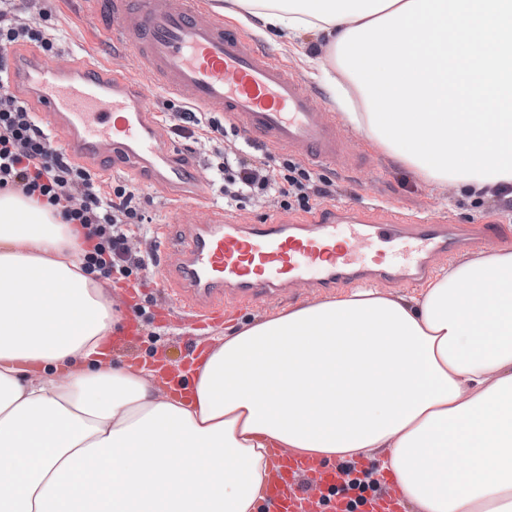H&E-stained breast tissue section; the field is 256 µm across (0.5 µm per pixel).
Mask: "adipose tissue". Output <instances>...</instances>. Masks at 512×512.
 <instances>
[{"label":"adipose tissue","instance_id":"obj_1","mask_svg":"<svg viewBox=\"0 0 512 512\" xmlns=\"http://www.w3.org/2000/svg\"><path fill=\"white\" fill-rule=\"evenodd\" d=\"M356 96L399 164L478 196L512 189V0H230ZM80 227L0 193V512H257L272 449L383 451L413 512H512V250L216 336L161 389L110 365L118 317ZM456 457L460 466H449Z\"/></svg>","mask_w":512,"mask_h":512}]
</instances>
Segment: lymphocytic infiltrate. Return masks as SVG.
<instances>
[{
	"instance_id": "f902f5d3",
	"label": "lymphocytic infiltrate",
	"mask_w": 512,
	"mask_h": 512,
	"mask_svg": "<svg viewBox=\"0 0 512 512\" xmlns=\"http://www.w3.org/2000/svg\"><path fill=\"white\" fill-rule=\"evenodd\" d=\"M12 0H0V190L11 189L26 196L39 195L60 208L65 219L80 225L91 244L84 257L85 269L104 277L119 274L130 278L144 269L150 256L132 251L129 227L145 221L138 188L118 184L103 191L84 166L73 162L57 148L34 113L11 88L5 59L18 43L35 42L43 50L53 48V35L37 25L15 18ZM171 131L192 124L189 139L198 131L223 141L219 162L205 171L211 185L224 196L225 206L246 200L261 202L274 197L282 210H305L310 196L308 170L284 159L280 171L258 160L252 145L237 129H226L212 112H196L186 105H171L165 120Z\"/></svg>"
}]
</instances>
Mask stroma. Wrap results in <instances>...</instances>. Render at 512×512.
I'll return each instance as SVG.
<instances>
[{"instance_id": "stroma-1", "label": "stroma", "mask_w": 512, "mask_h": 512, "mask_svg": "<svg viewBox=\"0 0 512 512\" xmlns=\"http://www.w3.org/2000/svg\"><path fill=\"white\" fill-rule=\"evenodd\" d=\"M19 14L52 28L55 34L53 51L44 53L47 66L58 64L59 50L71 49L76 58L89 55L112 65L113 68L136 76L134 55L115 42L107 40L101 27L96 0H20ZM243 34L256 40L258 47L302 77L311 71L304 61L307 54L322 51L321 40L312 33L288 40L267 39L254 27H243ZM350 154L368 162L371 179H364L362 170L337 167H312L316 184L327 185L330 194L325 198H311L310 210L283 213L276 202L246 201L225 209L224 217L239 224H252L263 218L287 217L288 221H302L318 215L329 205H353L366 197L378 199L384 211L404 218L426 213L450 224H495L512 247V201L504 202L499 195L459 196L452 187L427 181L408 167L399 165L371 140L367 130L356 127L348 143ZM147 221L131 226L132 244L150 252L158 251L162 242V226L176 223L179 215L173 188L164 185L140 186ZM139 287L126 281L111 282L112 300L121 321L136 318L138 336L129 338L113 349V365L137 364L143 361H165L176 364L193 354L194 344L230 332L241 323L262 319L278 312L319 299V292L303 291L291 300L272 301L261 297L232 309L223 321L203 328L196 327L190 313L167 314L171 302L170 286L159 267L153 266L139 275Z\"/></svg>"}]
</instances>
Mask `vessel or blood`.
Returning a JSON list of instances; mask_svg holds the SVG:
<instances>
[{"label":"vessel or blood","mask_w":512,"mask_h":512,"mask_svg":"<svg viewBox=\"0 0 512 512\" xmlns=\"http://www.w3.org/2000/svg\"><path fill=\"white\" fill-rule=\"evenodd\" d=\"M107 13V34L134 54L142 79L94 58L53 69L36 62L26 76L39 117L70 158L101 169L126 166L145 183L190 188L206 201L202 169L186 165L152 121L150 96L163 91L224 114L270 148L320 166H349L345 135L305 80L249 37L204 17L198 0H107ZM501 239L493 224L471 231L428 217L375 219L364 207L332 206L304 224H228L210 212L179 225L168 243L175 259L161 273L175 290L173 307L205 326L221 321L227 306L305 286L327 292L356 281L418 284L441 256ZM338 477L336 469L274 449L267 512H318L321 493Z\"/></svg>","instance_id":"vessel-or-blood-1"}]
</instances>
